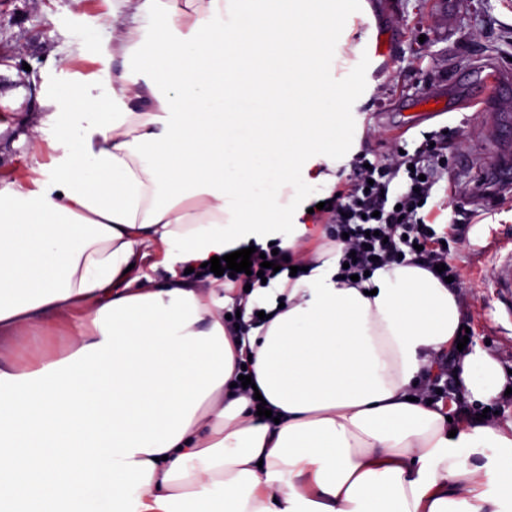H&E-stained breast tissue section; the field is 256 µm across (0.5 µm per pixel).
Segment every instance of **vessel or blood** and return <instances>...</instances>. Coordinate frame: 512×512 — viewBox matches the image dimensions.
Here are the masks:
<instances>
[{
  "instance_id": "b4317fda",
  "label": "vessel or blood",
  "mask_w": 512,
  "mask_h": 512,
  "mask_svg": "<svg viewBox=\"0 0 512 512\" xmlns=\"http://www.w3.org/2000/svg\"><path fill=\"white\" fill-rule=\"evenodd\" d=\"M460 84L471 92L487 84L507 88L512 86V75L479 68L469 72ZM503 104L500 98L488 100L486 104L482 137L490 160L483 166L481 178L472 195L473 200L479 203L485 202L486 192L512 190V165L507 162L508 156L512 155V138L504 134L508 124L512 123V114L503 112ZM494 286L499 299L512 312V255L499 263Z\"/></svg>"
}]
</instances>
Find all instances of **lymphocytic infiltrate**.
Returning <instances> with one entry per match:
<instances>
[{
	"mask_svg": "<svg viewBox=\"0 0 512 512\" xmlns=\"http://www.w3.org/2000/svg\"><path fill=\"white\" fill-rule=\"evenodd\" d=\"M444 150L443 137L429 133L414 152L356 158L326 213L331 240L344 245L342 276H361L401 257L429 268L445 264L446 275L455 276L422 207L448 166Z\"/></svg>",
	"mask_w": 512,
	"mask_h": 512,
	"instance_id": "lymphocytic-infiltrate-1",
	"label": "lymphocytic infiltrate"
}]
</instances>
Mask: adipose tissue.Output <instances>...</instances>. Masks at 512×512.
Segmentation results:
<instances>
[{"label":"adipose tissue","mask_w":512,"mask_h":512,"mask_svg":"<svg viewBox=\"0 0 512 512\" xmlns=\"http://www.w3.org/2000/svg\"><path fill=\"white\" fill-rule=\"evenodd\" d=\"M248 2L112 0L95 77L45 91L33 140L56 153L0 186V374H24L10 351L51 320L71 352L101 342L98 312L123 298L192 293L189 330L209 332L224 299L187 268L274 242L306 270L242 302L228 345L255 390L207 395L137 512H512V421L449 420L428 392L461 327L455 288L407 263L352 284L340 250L302 251L358 142L369 46L348 34L368 0ZM152 254L162 279L141 269ZM455 373L473 403L504 385L477 346Z\"/></svg>","instance_id":"ef3b65f1"}]
</instances>
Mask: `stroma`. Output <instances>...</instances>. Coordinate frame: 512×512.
Instances as JSON below:
<instances>
[{"label": "stroma", "instance_id": "obj_1", "mask_svg": "<svg viewBox=\"0 0 512 512\" xmlns=\"http://www.w3.org/2000/svg\"><path fill=\"white\" fill-rule=\"evenodd\" d=\"M376 31L370 39L368 92L359 101L358 151L385 155L415 149L424 133L447 129L448 168L427 209L446 234L448 260L472 341L506 373L512 388V319L493 288V270L512 250V198L488 210L466 198L476 179L467 160L482 154L481 105L452 89L456 74L492 60L512 71V0H369ZM108 0H0V179L24 176L30 127L41 114L40 93L52 63L84 76L98 64L93 45L75 28L109 21ZM447 95L454 108L415 126L404 115L425 93Z\"/></svg>", "mask_w": 512, "mask_h": 512}]
</instances>
